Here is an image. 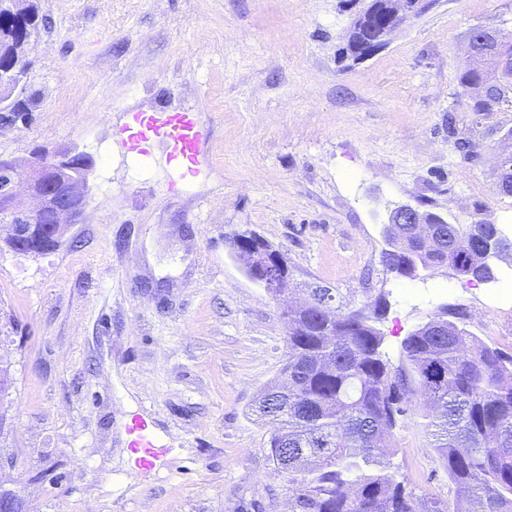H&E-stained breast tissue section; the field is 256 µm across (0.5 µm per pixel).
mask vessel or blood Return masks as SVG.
<instances>
[{
	"label": "vessel or blood",
	"instance_id": "b4317fda",
	"mask_svg": "<svg viewBox=\"0 0 512 512\" xmlns=\"http://www.w3.org/2000/svg\"><path fill=\"white\" fill-rule=\"evenodd\" d=\"M119 133L126 136L136 154L148 155L150 146L161 141L192 165L197 164L200 148L210 136L190 112H158L147 118L137 113L132 124L121 127ZM127 429L136 470L143 475L151 473L163 456L154 438L152 421L137 413L132 415Z\"/></svg>",
	"mask_w": 512,
	"mask_h": 512
}]
</instances>
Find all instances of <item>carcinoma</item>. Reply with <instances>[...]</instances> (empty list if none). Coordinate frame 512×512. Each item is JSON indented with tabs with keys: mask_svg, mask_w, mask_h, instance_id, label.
Here are the masks:
<instances>
[{
	"mask_svg": "<svg viewBox=\"0 0 512 512\" xmlns=\"http://www.w3.org/2000/svg\"><path fill=\"white\" fill-rule=\"evenodd\" d=\"M27 13H11L0 0V68L20 35L46 18L27 0ZM382 250V262L411 280L446 265L468 280L498 281L484 263L470 224H438V246L415 239ZM235 258L254 280L268 274L273 246L259 236ZM288 318L287 352L278 377L256 401L254 413L275 425L269 455L288 473L300 512H512V355L504 354L440 306L402 341L406 366L393 368L377 327L388 307L384 295L356 310L296 302L288 288H270ZM422 400L450 481L463 492L455 507L416 498L406 476L389 474L381 458L408 395Z\"/></svg>",
	"mask_w": 512,
	"mask_h": 512,
	"instance_id": "cac0c4a2",
	"label": "carcinoma"
}]
</instances>
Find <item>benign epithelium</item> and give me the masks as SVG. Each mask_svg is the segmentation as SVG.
Wrapping results in <instances>:
<instances>
[{"mask_svg": "<svg viewBox=\"0 0 512 512\" xmlns=\"http://www.w3.org/2000/svg\"><path fill=\"white\" fill-rule=\"evenodd\" d=\"M362 8L354 15L349 39L361 38L359 53L367 59L382 49L392 35L406 22L419 17L431 5V0H360ZM467 60L471 67L482 70L484 62L492 60L497 76L490 82L474 85L469 90L472 98L483 101L486 109L496 108L512 89V39L493 36L483 30L473 31L468 41ZM27 74L16 73L0 82V102H8L13 91L26 83ZM95 168L91 155L72 148L37 146L25 160L0 157V212L8 216V223L0 226L7 231V241L36 237L47 232L59 242L68 226L83 214L87 199V184ZM52 223L41 224L42 216ZM448 223V215L425 213L410 203H397L388 209L382 228L392 224H413L415 234L429 241L433 225ZM512 253V236L500 225H492L484 256L497 263Z\"/></svg>", "mask_w": 512, "mask_h": 512, "instance_id": "obj_1", "label": "benign epithelium"}]
</instances>
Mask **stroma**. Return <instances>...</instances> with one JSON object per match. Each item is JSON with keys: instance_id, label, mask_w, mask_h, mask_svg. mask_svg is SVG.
Returning <instances> with one entry per match:
<instances>
[{"instance_id": "1", "label": "stroma", "mask_w": 512, "mask_h": 512, "mask_svg": "<svg viewBox=\"0 0 512 512\" xmlns=\"http://www.w3.org/2000/svg\"><path fill=\"white\" fill-rule=\"evenodd\" d=\"M25 56L34 112L0 127V156L38 145L91 154L87 205L56 249L0 240V493L15 512H299L250 409L287 350L276 300L229 243L252 231L290 285L344 309L386 293L393 366L440 306L512 353V297L439 268L381 263L380 224L408 202L451 222L512 228L496 187L512 150V91L497 111L457 95L473 30L512 34V0H435L373 57H346L350 0H39ZM192 112L210 132L197 172L167 146L130 153L132 113ZM148 414L165 450L134 470L125 424ZM418 497L458 492L411 410L383 459Z\"/></svg>"}]
</instances>
